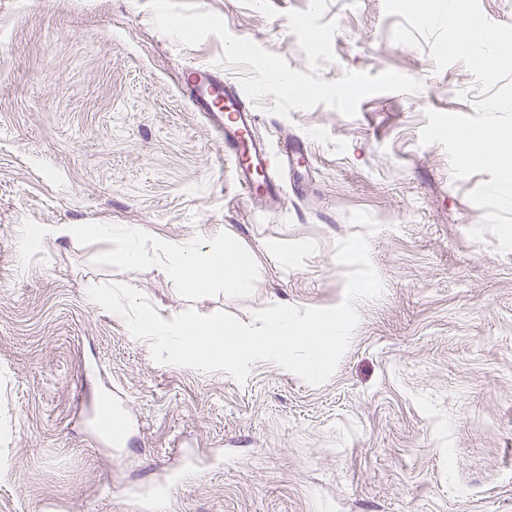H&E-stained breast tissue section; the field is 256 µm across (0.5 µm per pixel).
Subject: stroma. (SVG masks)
I'll list each match as a JSON object with an SVG mask.
<instances>
[{
	"mask_svg": "<svg viewBox=\"0 0 512 512\" xmlns=\"http://www.w3.org/2000/svg\"><path fill=\"white\" fill-rule=\"evenodd\" d=\"M229 32L307 61L285 16L309 0H197ZM335 62L324 80L393 70L421 84L274 114L269 146L300 143L278 211L238 189L221 143L176 86L221 62L214 36L185 47L148 0H0V512H134L139 490L178 479L163 512H512V252L469 232L483 211L454 180L426 113L474 115L463 63L436 69L429 45L396 43L383 0H330ZM368 212L383 292L357 303L335 372L308 383L268 361L245 381L157 363L125 319L87 296L122 284L164 317L226 311L243 323L272 304L324 308L344 297L335 244ZM74 224L77 237L25 246L22 230ZM134 227L142 256L95 227ZM231 241L252 258L248 288L188 290L163 273L156 242ZM129 422L123 446L104 417Z\"/></svg>",
	"mask_w": 512,
	"mask_h": 512,
	"instance_id": "stroma-1",
	"label": "stroma"
}]
</instances>
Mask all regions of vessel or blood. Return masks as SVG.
<instances>
[{"instance_id": "obj_1", "label": "vessel or blood", "mask_w": 512, "mask_h": 512, "mask_svg": "<svg viewBox=\"0 0 512 512\" xmlns=\"http://www.w3.org/2000/svg\"><path fill=\"white\" fill-rule=\"evenodd\" d=\"M177 82L187 90L194 109L204 113L223 138L224 153L233 166L237 184L252 191L256 171H264V196L271 202H280L286 195L285 184L268 173L271 157L265 142L256 134L258 120L251 102L210 66L185 69L178 74Z\"/></svg>"}]
</instances>
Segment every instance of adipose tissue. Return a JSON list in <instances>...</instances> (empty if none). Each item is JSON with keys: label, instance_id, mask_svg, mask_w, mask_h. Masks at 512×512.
Here are the masks:
<instances>
[{"label": "adipose tissue", "instance_id": "adipose-tissue-1", "mask_svg": "<svg viewBox=\"0 0 512 512\" xmlns=\"http://www.w3.org/2000/svg\"><path fill=\"white\" fill-rule=\"evenodd\" d=\"M160 249L166 258L165 271L191 290L221 286L240 291L249 285L246 273L251 260L234 245L221 243L202 251L190 243H164Z\"/></svg>", "mask_w": 512, "mask_h": 512}]
</instances>
